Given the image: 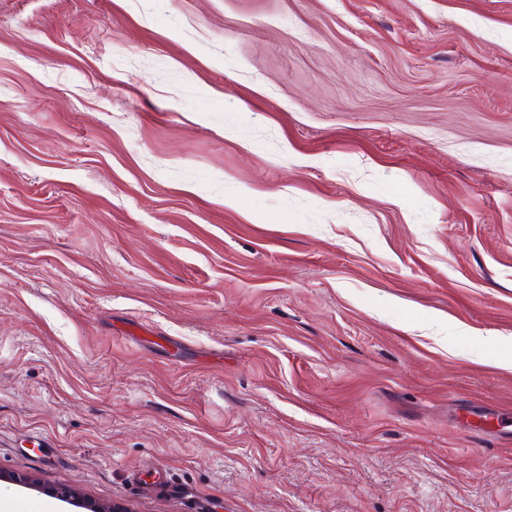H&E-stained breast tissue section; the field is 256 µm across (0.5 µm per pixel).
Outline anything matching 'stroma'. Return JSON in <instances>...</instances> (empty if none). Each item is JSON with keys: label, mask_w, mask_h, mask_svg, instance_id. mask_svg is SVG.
Returning a JSON list of instances; mask_svg holds the SVG:
<instances>
[{"label": "stroma", "mask_w": 512, "mask_h": 512, "mask_svg": "<svg viewBox=\"0 0 512 512\" xmlns=\"http://www.w3.org/2000/svg\"><path fill=\"white\" fill-rule=\"evenodd\" d=\"M509 357L512 0H0L11 512H512Z\"/></svg>", "instance_id": "stroma-1"}]
</instances>
